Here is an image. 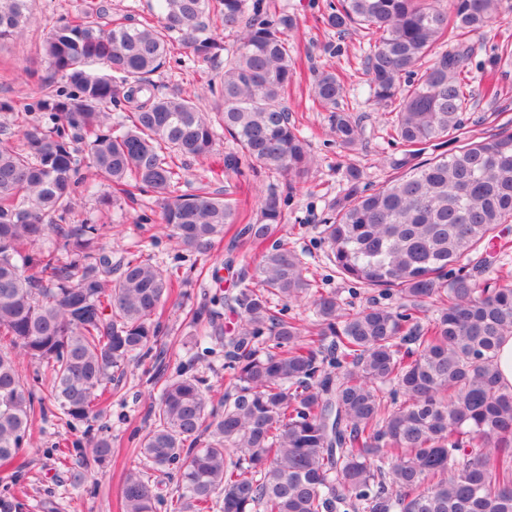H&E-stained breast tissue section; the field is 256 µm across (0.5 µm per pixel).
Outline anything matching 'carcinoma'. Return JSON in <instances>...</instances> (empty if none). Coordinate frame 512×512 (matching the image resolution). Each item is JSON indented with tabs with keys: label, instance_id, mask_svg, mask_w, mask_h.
Here are the masks:
<instances>
[{
	"label": "carcinoma",
	"instance_id": "cac0c4a2",
	"mask_svg": "<svg viewBox=\"0 0 512 512\" xmlns=\"http://www.w3.org/2000/svg\"><path fill=\"white\" fill-rule=\"evenodd\" d=\"M29 0H0V40L22 34ZM161 23L107 26L97 11L47 37L51 79L23 105L38 121L21 143L0 141V466L32 446L36 415L69 428L102 413L100 398L127 359L159 335L173 288L152 258L132 256L112 276L96 224L69 216L85 169L129 198L151 190L161 221L185 251L235 237L264 246L240 275L227 339L230 369L215 407L185 368L150 405L140 464L124 476L123 512H155L151 472L175 471L170 512H512V389L495 359L512 335V286L479 281L461 262L512 224V133H492L423 160L432 142L460 141L473 99L467 37L496 19L499 0H337L324 24L366 33L360 58L376 104L395 105L389 137L404 147L377 189L350 169L325 221L339 274L402 303L348 310L313 287L294 243L277 236L283 203L313 160L284 105L297 74L288 46L295 19L266 0H157ZM240 29L235 46L221 31ZM224 67L207 81L216 119L199 96L162 94L150 80L175 46ZM106 66L107 72L93 69ZM311 100L329 112L336 141L354 148L360 120L340 107L345 82L316 72ZM242 158L283 177L259 214L205 185L176 195L182 161L211 153L219 133ZM306 301L317 336L287 316ZM441 304L426 315L427 304ZM50 376L36 397L18 359ZM102 461L111 441L91 437ZM0 512L28 504L0 492Z\"/></svg>",
	"mask_w": 512,
	"mask_h": 512
}]
</instances>
